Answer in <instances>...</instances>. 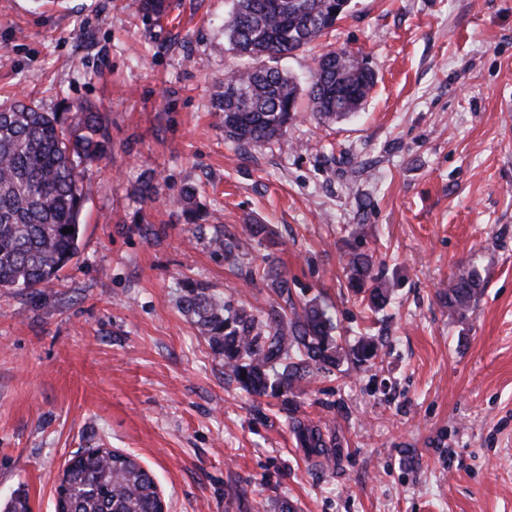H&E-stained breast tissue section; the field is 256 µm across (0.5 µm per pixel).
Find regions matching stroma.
I'll use <instances>...</instances> for the list:
<instances>
[{
	"instance_id": "obj_1",
	"label": "stroma",
	"mask_w": 512,
	"mask_h": 512,
	"mask_svg": "<svg viewBox=\"0 0 512 512\" xmlns=\"http://www.w3.org/2000/svg\"><path fill=\"white\" fill-rule=\"evenodd\" d=\"M142 2L0 0V101L90 103L112 139L84 173L78 256L52 287L0 290V508L54 512L68 460L112 448L169 512H512V0H351L274 65L304 86L319 54L350 51L376 73L364 108L327 126L301 101L287 144L251 150L213 100L240 63L232 0ZM218 230L237 259L214 252ZM355 251L393 292L379 312L349 286ZM471 268L484 290L461 321L441 292ZM189 282L263 313L314 300L337 335L375 341L370 364L296 397L331 458L228 378L183 308Z\"/></svg>"
}]
</instances>
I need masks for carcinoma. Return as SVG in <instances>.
Masks as SVG:
<instances>
[{
    "label": "carcinoma",
    "instance_id": "carcinoma-1",
    "mask_svg": "<svg viewBox=\"0 0 512 512\" xmlns=\"http://www.w3.org/2000/svg\"><path fill=\"white\" fill-rule=\"evenodd\" d=\"M341 0H233L224 36L248 63L224 75L215 109L224 113V134L247 150L271 141L288 143L285 134L296 118L297 101L306 94L323 123L338 122L358 111L375 84L364 60L328 50L315 59L312 80L301 88L277 68L257 64L303 51L333 31L341 19ZM69 116L45 112L31 101L0 103V288L33 291L50 287L79 254L81 216L86 196L84 169L112 152L105 117L84 102L67 107ZM73 228L68 234L61 233ZM214 251L235 256L238 244L220 233ZM352 288L359 294L372 278L371 257L349 259ZM482 280L462 270L443 293L448 314L467 318L482 293ZM390 301L389 289L376 285L368 307ZM184 310L197 318L209 343L224 357V368L256 397L288 404L311 369H337L345 362L361 367L376 357L365 339L349 346L333 335L323 307L312 301L287 319L277 312L263 317L241 303L209 292L203 284L187 287ZM289 425L301 447L326 453L319 428L295 417ZM158 485L152 473L129 453L89 449L76 453L56 489L61 512H157Z\"/></svg>",
    "mask_w": 512,
    "mask_h": 512
}]
</instances>
